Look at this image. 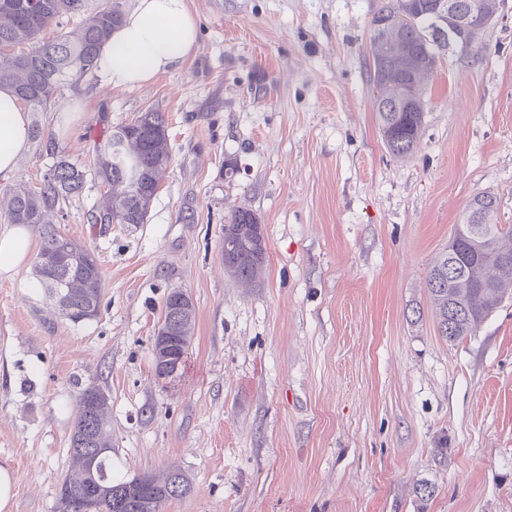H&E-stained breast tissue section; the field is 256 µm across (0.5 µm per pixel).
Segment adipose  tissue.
<instances>
[{
    "label": "adipose tissue",
    "instance_id": "1",
    "mask_svg": "<svg viewBox=\"0 0 512 512\" xmlns=\"http://www.w3.org/2000/svg\"><path fill=\"white\" fill-rule=\"evenodd\" d=\"M198 30L187 0H134L102 49L98 72L116 88L142 87L178 68L196 47ZM29 113L14 91L0 87V178L28 148ZM31 235L22 225L0 234V275L26 262Z\"/></svg>",
    "mask_w": 512,
    "mask_h": 512
}]
</instances>
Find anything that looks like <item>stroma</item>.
I'll use <instances>...</instances> for the list:
<instances>
[{"label": "stroma", "mask_w": 512, "mask_h": 512, "mask_svg": "<svg viewBox=\"0 0 512 512\" xmlns=\"http://www.w3.org/2000/svg\"><path fill=\"white\" fill-rule=\"evenodd\" d=\"M377 4L188 0L198 40L179 68L133 89L93 71L39 114L87 170L111 126L161 112L172 161L146 223H91V179L64 210L103 272L95 319L46 303L33 263L0 276L10 512H55L94 385L110 398L114 475L188 478L161 512H512V299L451 343L426 288L475 194L495 193L512 224V0L467 51L440 49L407 158L373 110ZM239 208L266 244L247 285L221 256ZM175 290L194 336L161 379L153 340Z\"/></svg>", "instance_id": "obj_1"}]
</instances>
